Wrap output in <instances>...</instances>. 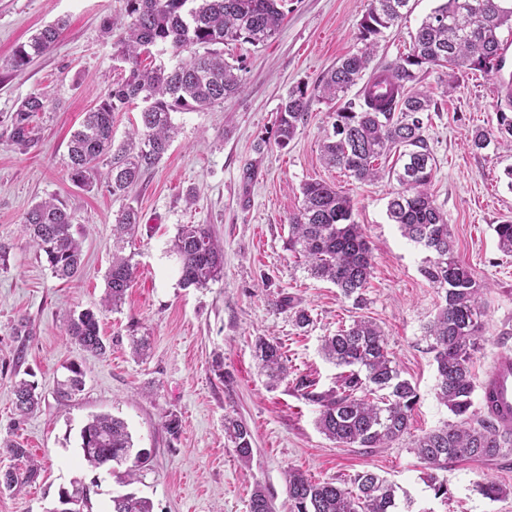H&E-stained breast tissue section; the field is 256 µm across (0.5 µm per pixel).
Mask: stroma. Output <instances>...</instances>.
<instances>
[{
	"mask_svg": "<svg viewBox=\"0 0 512 512\" xmlns=\"http://www.w3.org/2000/svg\"><path fill=\"white\" fill-rule=\"evenodd\" d=\"M440 0H410V10L380 39L375 63L408 53L411 36ZM369 0H290L279 33L264 46L232 43L224 48L239 63L243 92L212 110L178 112L179 132L162 161L115 198L107 170L99 168L92 188L67 176V145L85 113L122 77L113 60L119 33L105 34L103 22L124 12V0H0V468L11 460L1 446L28 448L42 471L20 493L0 494V512H44L61 489L91 488V512H107L124 486L106 470L81 460L80 431L90 415L123 419L134 446L151 454V464L133 492L149 498L153 512H248L254 490H262L273 512H290L289 470L319 481L340 482L369 470L387 478L410 512H512V495L493 501L478 490L492 478L512 488V453L491 463L457 461L440 471L447 497H435L429 468L413 451L415 440L455 417L435 396L434 355L425 326L440 298L421 275L424 252L403 237L387 215L399 190L394 178L360 183L326 167L320 155L331 105L314 100L304 125L286 148L274 141L275 123L289 91L315 92L336 62L360 49L358 24ZM67 26L57 45L21 72L5 63L14 47L57 19ZM437 101L425 136L436 167L430 186L448 220L460 260L482 284L483 336L472 371L483 378L493 357L512 350V255L497 248L496 224L512 220V145L473 149L472 130H496L502 81L478 70L449 76L447 68L423 71L419 82ZM48 91L54 103L38 114L39 146L27 153L4 139L6 120L28 95ZM326 182L348 195L353 218L373 251L363 306L341 296L330 282L311 278L284 247L289 219L297 213L301 188ZM54 198L72 215L82 242L77 279L55 278L22 227L35 203ZM138 209L134 236L137 274L120 308L101 305L112 261V224L125 207ZM207 224L224 243V274L205 288L180 282L170 245L179 225ZM289 294L311 317L297 328L276 300ZM97 311L103 336L112 345L95 356L66 334L68 315ZM366 318L383 330L402 378L416 386L419 401L410 429L387 448H347L327 439L317 425L318 405L294 388L299 377L318 390L334 387L338 370L321 353L325 336ZM27 321L28 335L16 332ZM148 342L134 357L130 336ZM282 344L289 378L270 386L255 356L258 337ZM84 372L81 392L56 393L66 367ZM35 382L42 403L19 416L14 385ZM181 423L178 436L162 428L168 414ZM247 423L253 458L242 465L224 437V419Z\"/></svg>",
	"mask_w": 512,
	"mask_h": 512,
	"instance_id": "35a3bbf8",
	"label": "stroma"
}]
</instances>
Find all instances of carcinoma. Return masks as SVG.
Masks as SVG:
<instances>
[{"mask_svg": "<svg viewBox=\"0 0 512 512\" xmlns=\"http://www.w3.org/2000/svg\"><path fill=\"white\" fill-rule=\"evenodd\" d=\"M288 0H125L126 22L114 60L126 73L101 96L68 142L67 175L79 187H88L100 164L108 166L112 196H127L169 150L177 133L172 114L184 110L206 111L243 89L238 68L224 59L223 45L243 41L254 47L272 39L282 27ZM410 0H370L359 24L364 47L340 59L317 84L320 101L338 102L359 84L373 61L378 37L410 10ZM503 0H444L421 22L409 52L393 62L374 68L359 90L361 103L349 102L330 113L331 130L320 146L323 163L361 181L382 177L379 161L398 153L399 166L389 174L401 190L388 202V216L404 237L432 253L421 268L424 278L442 299L438 312L425 327L432 340L437 368V399L460 422L424 434L415 441L416 454L433 473L430 486L437 497L448 498V485L435 474L453 460L491 461L512 451V430L499 426L490 411L476 421L471 418L476 390L472 355L481 333L483 305L481 286L462 263L446 217L429 192L435 160L424 136V114L438 111V102L416 88L420 73L432 66L451 71L462 69L494 73L502 41L500 30L512 29V7ZM65 22L47 24L19 44L6 61L11 72L24 70L30 62L50 51L60 40ZM169 46L185 59L167 68L154 62L153 48ZM144 103L140 127L115 143L113 115L130 103ZM52 98L47 92L32 93L7 119V141L26 152L38 145L34 125ZM310 108L306 91L297 88L281 103L275 143L285 148L304 124ZM500 138H512V83L505 85L496 106ZM301 206L290 218L286 250L305 265L311 276L327 280L340 294L361 307L372 273L371 248L360 225L353 219L350 198L335 186L310 182L301 190ZM22 226L36 251L45 256L55 277H78L82 264L81 241L75 237L71 215L54 198L44 199L24 213ZM139 226L132 207L123 209L112 225V264L106 276L104 306L118 307L136 276L133 255L124 254ZM498 249L512 254V221L494 227ZM171 251L179 261L184 287L206 288L224 270V246L207 224H182ZM275 306L293 312L295 324L305 327L308 312L289 295ZM67 334L84 351L100 356L107 351L99 319L94 311L72 314ZM321 350L329 362L342 369L336 388L315 391V383L299 378L295 384L303 397L319 406L316 425L328 439L345 447L386 448L408 432L418 394L402 378L383 331L375 322L360 318L324 337ZM255 355L271 384L288 378L287 359L281 344L260 338ZM57 383L56 393L69 397L84 387V373L76 365ZM15 409L26 416L38 408L42 396L34 383L22 379L15 391ZM224 436L247 464L253 455L252 432L236 418L224 419ZM134 448L126 423L110 414H97L81 430L82 457L98 469L126 462ZM40 476V467L30 462L23 472L0 470V493H19ZM490 500L508 496L512 490L488 478L478 485ZM291 512H398L396 488L385 478L363 471L350 485L315 481L300 470L288 472ZM68 497L89 507L90 489H63ZM111 512H152L148 499L129 492L112 497Z\"/></svg>", "mask_w": 512, "mask_h": 512, "instance_id": "obj_1", "label": "carcinoma"}]
</instances>
